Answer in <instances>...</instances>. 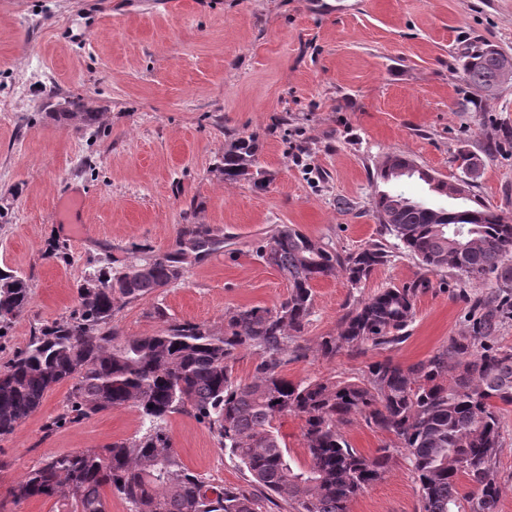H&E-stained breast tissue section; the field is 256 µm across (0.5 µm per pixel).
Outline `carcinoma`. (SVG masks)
Masks as SVG:
<instances>
[{
	"instance_id": "obj_1",
	"label": "carcinoma",
	"mask_w": 512,
	"mask_h": 512,
	"mask_svg": "<svg viewBox=\"0 0 512 512\" xmlns=\"http://www.w3.org/2000/svg\"><path fill=\"white\" fill-rule=\"evenodd\" d=\"M507 60L485 44L465 56V78L479 90L496 91ZM102 117L80 100L54 113L64 125L92 126ZM260 153L257 135L230 137L215 172L226 182L245 180L263 190ZM410 174L429 178L412 159L389 154L379 177L391 183ZM439 185L444 196L467 199L468 182ZM374 207L397 246L423 269H448L469 283L493 278L497 287L512 288V223L490 207H425L398 191L377 193ZM219 244L209 225L188 224L165 252L101 266L84 278L78 306L35 329L27 346L0 367V437L13 434L62 382L69 383L66 409L47 429L126 407L137 408L144 424L138 438L69 452L32 468L8 490L15 505L48 497L56 499L58 512H109L111 492L129 512H261L247 491L208 485L186 468L167 431V417L185 412L204 424L251 482L287 502L291 512H349L398 453L407 455L415 474L421 512H497L500 414L512 406V348H486L481 338L512 315V305L479 314L472 334L451 337L411 366L386 358L369 364L355 381L288 380L279 368L309 324L314 283L341 271L356 286L391 254L369 244L342 255L284 225L256 249L288 283L278 305L230 309L222 332L174 320L159 306L154 317L160 327L150 334L125 336L113 324L123 306L182 281L189 258ZM427 287L421 278L358 302L341 317L337 335L320 338L318 350L334 357L402 343L418 293ZM29 302L28 281L0 269V336ZM240 349L259 355L248 382L234 376ZM288 414L304 421L307 462L298 468L288 461L277 425ZM354 415L393 440L371 455L352 448L341 427ZM462 477L469 483L464 494Z\"/></svg>"
}]
</instances>
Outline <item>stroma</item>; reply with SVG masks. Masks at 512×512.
Segmentation results:
<instances>
[{"label":"stroma","mask_w":512,"mask_h":512,"mask_svg":"<svg viewBox=\"0 0 512 512\" xmlns=\"http://www.w3.org/2000/svg\"><path fill=\"white\" fill-rule=\"evenodd\" d=\"M512 55V0H0V268L31 285L28 307L0 337V366L34 328L68 315L89 271L127 262L135 248L164 252L189 223L210 225L222 247L189 265L183 281L123 307L127 336L152 333L155 306L220 330L237 307L279 304L288 284L255 254L288 225L348 254L393 246L374 211L386 155L404 154L439 179L468 150L478 174L470 196L512 221V87L488 96L460 66L484 43ZM101 112L100 125H59L65 102ZM259 134L269 184L227 183L215 173L225 138ZM66 242L69 261L52 246ZM428 278L406 339L393 349L324 357L348 307L379 290ZM292 381H345L387 357L408 366L470 331L473 304L493 310L505 292L425 272L398 253L359 287L343 273L313 286ZM68 384L0 437V512H57L55 500L21 506L8 488L51 457L99 448L142 431L127 407L47 430ZM495 478L499 512H512V407L501 414ZM184 465L206 483L250 489L262 512L288 505L247 476L204 424L170 414ZM350 512H420L405 456L351 503Z\"/></svg>","instance_id":"35a3bbf8"}]
</instances>
